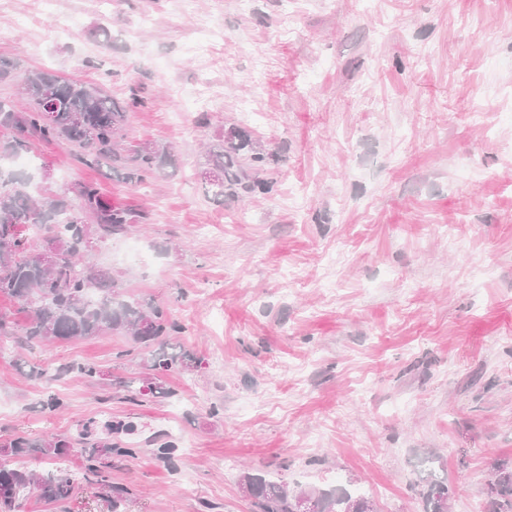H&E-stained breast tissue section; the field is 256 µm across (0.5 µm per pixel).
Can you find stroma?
I'll list each match as a JSON object with an SVG mask.
<instances>
[{
  "instance_id": "obj_1",
  "label": "stroma",
  "mask_w": 512,
  "mask_h": 512,
  "mask_svg": "<svg viewBox=\"0 0 512 512\" xmlns=\"http://www.w3.org/2000/svg\"><path fill=\"white\" fill-rule=\"evenodd\" d=\"M55 7L73 36H51L34 0H0V56L138 94L127 146L171 147L174 165L132 186L62 143L22 156L53 186L94 181L147 212L88 259L165 307L202 365L168 373L172 395L155 399L117 385L146 375L125 337L1 336L0 444L137 450L113 457L106 487L75 452L4 456L76 482L68 503L28 494L20 512H112L116 486L126 512H255L248 470L294 490L351 480L378 512H424L414 464L431 451L451 512H485L492 467L512 458V0H194L191 18L172 0ZM198 15L224 34L205 62ZM204 76L221 105L200 127L174 89ZM233 126L264 147L274 193L205 197V148ZM60 364L71 372L52 379ZM52 396L61 409H44ZM72 447V441L62 438L46 440L32 438L29 436H17L9 443V446H3V448L1 447L0 451H10L13 454H23L29 452L32 448H35L45 456L59 457L67 454L69 448L70 450L73 449Z\"/></svg>"
}]
</instances>
